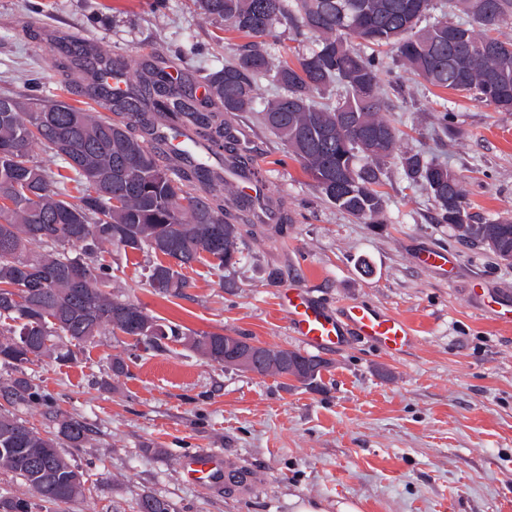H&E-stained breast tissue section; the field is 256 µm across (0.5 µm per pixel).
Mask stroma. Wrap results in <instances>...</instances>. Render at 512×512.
<instances>
[{
    "instance_id": "35a3bbf8",
    "label": "stroma",
    "mask_w": 512,
    "mask_h": 512,
    "mask_svg": "<svg viewBox=\"0 0 512 512\" xmlns=\"http://www.w3.org/2000/svg\"><path fill=\"white\" fill-rule=\"evenodd\" d=\"M109 45L125 81L144 61L185 93L203 98L204 73L221 68L241 40L205 22L193 0H0V90L76 106L87 82L64 64L89 44ZM387 118L402 132L386 162V207L365 223L325 201L255 113L231 120L240 146L291 223L242 222L243 255L223 271L187 269L184 297L167 300L144 277L146 257H119L113 292L146 313L196 333L221 332L291 350L304 345L278 306L281 290L307 289L331 314L363 304L400 316L414 345L391 356L349 335L323 353L318 388L208 361L181 344L135 348L103 336L71 363L45 358L27 368L52 406L21 410L54 433L57 416L87 422V447L66 449L89 474L83 497L53 505L0 471V492L32 512H137L143 495L170 512H293L294 499L359 501L362 512H512V264L487 246L435 223V203L403 177L398 155L423 151L459 177L475 222L512 221V112L474 94L433 88L386 61ZM448 133H437L440 112ZM441 252L449 262L423 267ZM126 375L111 389L113 357ZM207 451L228 468L217 482L190 485L176 463Z\"/></svg>"
}]
</instances>
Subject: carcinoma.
<instances>
[{"instance_id":"cac0c4a2","label":"carcinoma","mask_w":512,"mask_h":512,"mask_svg":"<svg viewBox=\"0 0 512 512\" xmlns=\"http://www.w3.org/2000/svg\"><path fill=\"white\" fill-rule=\"evenodd\" d=\"M211 22L229 25L249 42L204 76L208 102L224 112H201L184 100L178 84H159L140 66L139 107L126 111L135 123L114 122L94 109L61 100L0 92L13 104L0 112V366L14 377L0 383V470L21 478L52 504L85 492V474L62 452L81 448L91 429L62 418L56 432L28 427L17 411L49 402L26 376V365L44 357L74 362L62 350L66 339L78 349L96 337L148 336L144 349L164 351L175 341L211 362L230 366V348L241 339L221 333L188 334L164 318L112 296L111 251L153 257L147 280L164 298H180L188 287L183 270L207 254L230 271L243 258L239 216L264 220L242 199L224 197L226 169L244 174L249 158L224 136V116L250 112L256 81L269 77L282 94L261 110L262 123L287 147L322 195L340 210L370 223L386 200L382 165L401 131L386 119L381 96L382 54L389 52L426 84L473 92L500 112H512V41L495 36L512 22V0H454L473 22L432 16L434 0H195ZM286 24L293 40L311 41L295 61L274 62L260 39ZM337 85L343 98L333 105L315 96ZM188 139L164 154L149 145L156 124ZM390 134L381 152L366 137ZM38 148L45 160L36 161ZM406 179L433 198L437 220L466 238L487 243L496 254L512 253V221L472 223L457 176L433 158L404 154ZM76 184L78 195L63 184ZM31 260L29 271L22 259ZM90 279L81 288L70 270ZM53 488L37 483L43 465ZM138 512H170L162 496L147 494ZM0 512H31V503L0 496Z\"/></svg>"}]
</instances>
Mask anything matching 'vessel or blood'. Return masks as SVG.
Here are the masks:
<instances>
[{
  "label": "vessel or blood",
  "mask_w": 512,
  "mask_h": 512,
  "mask_svg": "<svg viewBox=\"0 0 512 512\" xmlns=\"http://www.w3.org/2000/svg\"><path fill=\"white\" fill-rule=\"evenodd\" d=\"M279 306L287 321L306 346L316 350L340 346L349 333L378 344L386 353L405 352L414 342L410 326L402 318L362 304H351L339 317L330 316L311 294L300 288L284 289ZM190 483L213 480L221 467L219 456L208 452L181 458L177 464Z\"/></svg>",
  "instance_id": "b4317fda"
}]
</instances>
